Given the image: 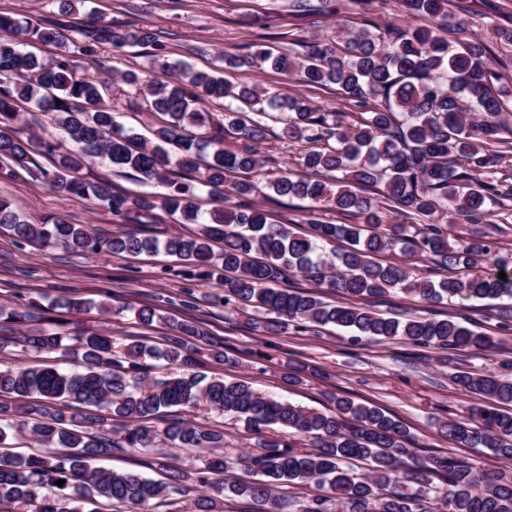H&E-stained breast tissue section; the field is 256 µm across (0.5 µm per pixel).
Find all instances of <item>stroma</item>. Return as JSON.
<instances>
[{
    "label": "stroma",
    "instance_id": "35a3bbf8",
    "mask_svg": "<svg viewBox=\"0 0 512 512\" xmlns=\"http://www.w3.org/2000/svg\"><path fill=\"white\" fill-rule=\"evenodd\" d=\"M462 3L467 21L465 38L484 41L494 69L512 84V47L489 33L495 24L512 28V0ZM333 6L330 12L296 17L288 11V0H86L74 19L84 21L91 13L126 29L151 28L162 33L170 58L197 69H211L220 65V56L227 51L244 54L256 44L282 48L309 45L332 37L341 27L356 30L367 22L381 27L401 15L397 0H371L366 7L357 0H334ZM224 77L236 85L258 82L274 92L304 96L328 110H353L335 89L290 80L273 69L258 74L242 67L226 71ZM272 195V190L261 186L250 200L266 210L273 222L295 225L300 232H309L312 217L333 224L349 221L340 211L313 212L308 202L286 198L276 202ZM0 197L13 202L33 224L61 216L72 224L90 225L106 237L117 229L108 211L81 199L63 198L26 174L0 175ZM175 264L173 257L163 253L151 257L74 255L34 242L18 246L9 237H0V304H18L45 317L93 325L98 321L96 310L69 313L54 308L52 302L60 296L88 302L106 297L112 306L106 323L113 336L122 340L143 334L157 339L168 334V323L157 321L142 327L134 318V310L156 293L176 294L180 280L158 275L162 267ZM430 310L479 323L482 332L495 336L496 346L481 352L426 349L416 359L413 346L401 340L355 341L350 333L334 327L262 336L249 325L253 315L249 309H224L203 301L194 318L208 332L210 341L239 351L238 364H207V375L243 380L259 392L317 411L328 408L327 393H347L404 421L416 439L420 456L449 454L476 460L484 471L502 468L503 460L491 450L459 446L440 433L439 425L451 417H467L470 407L488 402L487 397L453 385L449 379L453 369L490 371L512 379V333L498 331L490 306L483 302L445 300L431 305ZM300 366L306 369L305 382L289 385L286 373ZM190 418L202 424L223 425V452L231 462L225 479H242L234 460L255 445L256 434L243 424L224 419L219 412L195 411Z\"/></svg>",
    "mask_w": 512,
    "mask_h": 512
}]
</instances>
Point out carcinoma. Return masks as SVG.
<instances>
[{
  "label": "carcinoma",
  "mask_w": 512,
  "mask_h": 512,
  "mask_svg": "<svg viewBox=\"0 0 512 512\" xmlns=\"http://www.w3.org/2000/svg\"><path fill=\"white\" fill-rule=\"evenodd\" d=\"M327 2L290 0L289 7L314 14ZM447 2L401 0L409 23L357 33L340 29L336 39L305 52L260 45L248 55L222 57L229 68L270 65L306 83L335 87L359 109L352 123L308 98L234 86L216 69L172 62L151 29L125 30L99 19L23 24L0 14V173L40 178L62 197L108 210L116 224L161 209L183 224L198 225L192 236L161 240L145 232L104 239L60 218L29 223L0 199V235L75 253L176 256L181 269L161 272L183 281L180 295L159 293L138 308L135 318L147 327L166 307L195 309V281L207 276L219 289L209 301L253 308V329L267 336L335 325L358 340L400 337L419 348H493V337L456 316L383 317L364 303L395 290L426 304L445 298L512 300V268L496 259L493 242L448 237V224L456 218L493 224L488 205L512 199V180L497 176L512 87L492 68L482 41H460L465 23L446 11ZM21 35L53 46L54 55L43 60L19 50ZM106 46L148 48L153 70L170 78L126 71L116 90L79 75L81 56L102 71L112 70ZM121 95L158 115L152 129L157 144L116 120ZM218 99L224 100L220 115L199 108ZM25 104L59 127L71 148L62 152L58 144L15 129ZM272 124L279 139L299 147L304 175L266 168L259 145ZM168 145L175 148L173 158ZM53 153L58 158L52 168L42 167L37 156ZM95 160L108 161L120 173L130 169L165 192L129 195L77 176ZM254 174L264 175L279 197L334 207L357 223L316 222L310 235L273 224L245 201L255 190ZM364 185L381 186L382 200L362 195ZM203 187L223 203L208 220L198 206ZM337 241L347 248H331ZM397 252L430 263L429 270L376 260ZM293 271L344 300L327 304L320 292L288 287ZM501 271L507 279L498 278ZM64 304L111 313L107 301ZM0 319L31 322L17 336L0 334V512H122L153 500L170 507L168 512H182L176 504L191 493V512H223L217 496L224 493L219 476L229 464L219 453L224 428L183 418L160 429L149 424L171 408L220 411L260 435L255 448L238 459L247 478L230 488L255 506L252 512H285L275 489L311 483L328 486L327 494L303 498L297 512H512V468L488 473L449 455L423 458L411 445L407 425L374 405L333 393L328 411L318 412L266 396L245 381L207 377L199 371L204 363L198 349L207 333L192 320L172 321V333L159 342L131 336L118 343L99 326L72 336L46 328L30 311L0 306ZM18 347L72 353L82 365L76 371L44 362L20 365L10 359ZM153 360L166 362L169 371L154 376ZM450 380L493 403L472 407L468 419H448L440 432L461 446L490 448L512 461V381L468 371L454 372ZM16 398L34 403L22 408L13 403ZM17 439L39 450L16 454ZM162 445L192 450L196 462L173 467ZM117 451L160 456L167 481L96 465ZM352 461L364 463L365 472L354 473Z\"/></svg>",
  "instance_id": "obj_1"
}]
</instances>
